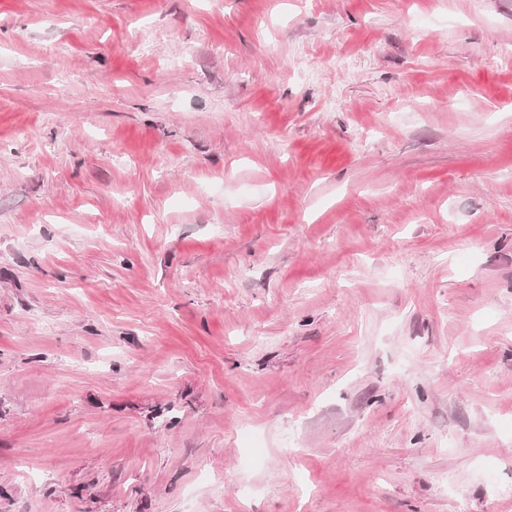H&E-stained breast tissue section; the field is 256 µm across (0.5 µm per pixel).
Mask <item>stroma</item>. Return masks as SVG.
<instances>
[{
	"mask_svg": "<svg viewBox=\"0 0 512 512\" xmlns=\"http://www.w3.org/2000/svg\"><path fill=\"white\" fill-rule=\"evenodd\" d=\"M512 0H0V512H512Z\"/></svg>",
	"mask_w": 512,
	"mask_h": 512,
	"instance_id": "1",
	"label": "stroma"
}]
</instances>
